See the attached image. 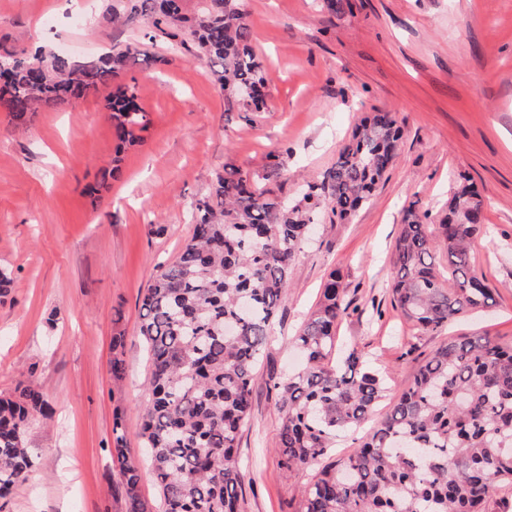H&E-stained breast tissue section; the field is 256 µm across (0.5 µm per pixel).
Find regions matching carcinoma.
Masks as SVG:
<instances>
[{
	"instance_id": "carcinoma-1",
	"label": "carcinoma",
	"mask_w": 512,
	"mask_h": 512,
	"mask_svg": "<svg viewBox=\"0 0 512 512\" xmlns=\"http://www.w3.org/2000/svg\"><path fill=\"white\" fill-rule=\"evenodd\" d=\"M157 2L138 0L132 10L173 40L172 50L192 42L233 103L263 109L266 73L238 0H203L197 13L182 6L162 13ZM137 53L138 44L129 43L80 62L41 49L3 48L0 112L22 126L40 106L63 105L112 84L106 107L118 147L133 143L146 113L136 88L113 80ZM401 137L390 113L374 112L355 127L327 180L297 199L270 198L231 171L217 176L210 197L194 206L191 237L151 276L142 298L150 397L141 408L140 437L162 512H242L239 440L290 267L323 211L344 221L373 195ZM482 208L473 184L461 177L436 227L416 203L402 209L392 301L422 333L495 305L494 289L472 265L471 244L484 230ZM439 253L448 266L436 262ZM344 297L342 278L330 273L295 336L304 366L273 380L283 414L279 465L290 475L315 470L300 512H489L498 491L512 487V344L486 335L441 344L353 454L329 460L336 437L368 422L387 393L356 346L333 361L336 329L348 310ZM50 414L31 384L0 397V499L31 466L26 428ZM112 435L128 512H148L119 413Z\"/></svg>"
}]
</instances>
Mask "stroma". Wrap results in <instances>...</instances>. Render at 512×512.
<instances>
[{"label":"stroma","mask_w":512,"mask_h":512,"mask_svg":"<svg viewBox=\"0 0 512 512\" xmlns=\"http://www.w3.org/2000/svg\"><path fill=\"white\" fill-rule=\"evenodd\" d=\"M114 0H0V43H46L77 58L142 40V17L109 21ZM242 0L252 46L267 68L269 104L227 107L194 47L144 42L120 75L150 122L116 152L108 89L33 113L15 128L0 112V393L39 387L54 409L24 441L33 464L0 512H126L112 459L122 412L128 457H142L148 400L140 305L157 265L192 233V207L218 173L239 170L270 195L321 183L351 130L370 112L404 128L393 167L348 224L325 215L295 258L272 325L239 443L244 512H298L313 473L286 474L276 448L282 413L269 376L297 370L293 338L330 272L346 286L338 345H357L397 394L442 343L471 334L512 342V0ZM121 177L97 189L113 156ZM465 175L484 200L486 234L473 247L493 310L423 334L390 303L401 210L444 213ZM124 338L122 379L112 338Z\"/></svg>","instance_id":"35a3bbf8"}]
</instances>
